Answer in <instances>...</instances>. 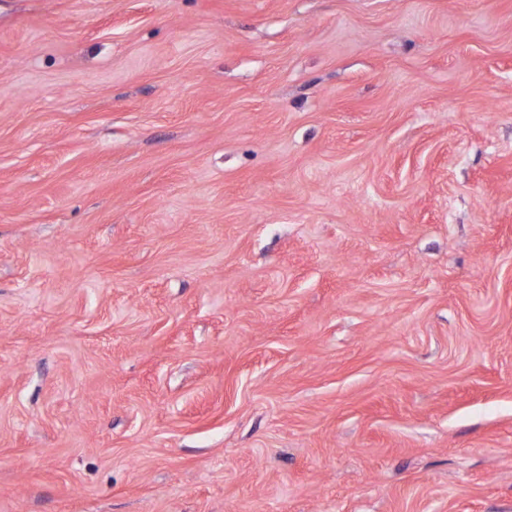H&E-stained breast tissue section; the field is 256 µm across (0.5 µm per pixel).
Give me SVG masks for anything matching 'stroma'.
Returning <instances> with one entry per match:
<instances>
[{
	"label": "stroma",
	"instance_id": "1",
	"mask_svg": "<svg viewBox=\"0 0 512 512\" xmlns=\"http://www.w3.org/2000/svg\"><path fill=\"white\" fill-rule=\"evenodd\" d=\"M0 512H512V0H0Z\"/></svg>",
	"mask_w": 512,
	"mask_h": 512
}]
</instances>
